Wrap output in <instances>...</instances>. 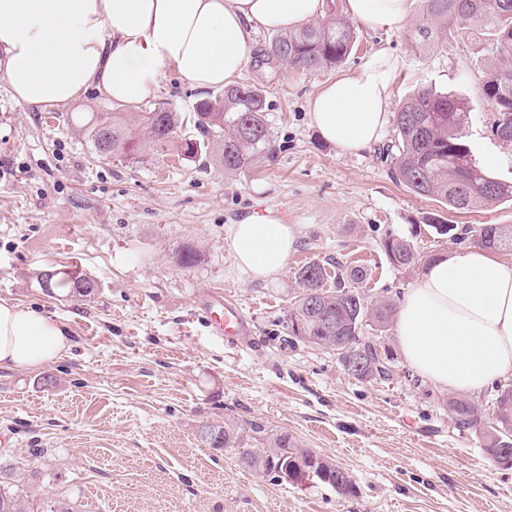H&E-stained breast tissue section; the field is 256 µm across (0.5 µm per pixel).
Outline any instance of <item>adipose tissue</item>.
<instances>
[{
  "instance_id": "1",
  "label": "adipose tissue",
  "mask_w": 512,
  "mask_h": 512,
  "mask_svg": "<svg viewBox=\"0 0 512 512\" xmlns=\"http://www.w3.org/2000/svg\"><path fill=\"white\" fill-rule=\"evenodd\" d=\"M324 0H0V69L18 99L55 109L97 92L140 104L164 71L194 89L228 85L244 69L256 28L292 31ZM370 29H395L408 0H346ZM401 62L386 51L338 76L308 100L320 135L346 152L379 141ZM297 242L294 225L250 216L233 225L231 248L252 279L277 275ZM401 353L419 375L453 393L512 377V261L483 248L441 258L396 312ZM66 327L0 302V369L38 368L68 348Z\"/></svg>"
}]
</instances>
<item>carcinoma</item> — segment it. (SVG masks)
<instances>
[{
  "label": "carcinoma",
  "instance_id": "cac0c4a2",
  "mask_svg": "<svg viewBox=\"0 0 512 512\" xmlns=\"http://www.w3.org/2000/svg\"><path fill=\"white\" fill-rule=\"evenodd\" d=\"M424 10L412 28L411 37L422 48L436 47L459 33L458 24L470 23L485 37L490 55L482 79L485 102L498 115L493 132L512 135V0H424ZM335 0H327L322 20L301 27L293 33H280L270 43L271 56L293 69L311 71L341 64L354 44V30L336 14ZM468 107L452 94L422 89L404 102L395 118L394 139L383 149L392 178L414 194L432 198L452 211H473L503 200L512 201V184L485 175L473 162L470 147L463 140L462 126ZM193 134H179L183 120L179 113L156 107L122 117L114 112H93L80 126V132L98 147L101 136L110 138V157L126 158L135 147L157 148L179 155L205 157L227 178L259 166L273 151L272 134L267 119L264 90L254 84L224 88V92L196 102L193 106ZM441 234H449L457 243L469 240L472 228H458L436 217L428 218ZM474 234V233H472ZM481 246L498 252H512V225L482 224L474 234ZM382 248L393 266L409 268L424 259L413 243L389 234ZM437 260L434 255L424 261ZM336 287L324 288L328 278L325 265L312 262L296 273L302 291L296 297L291 320L302 331L291 330L294 338H304L317 345L332 347V342L346 338L369 348L375 343L362 336L364 323L383 331L394 315V303L388 299L367 300L355 287L367 272L359 267L334 266ZM50 293L64 292L87 299L96 284L85 274L66 267L52 271ZM320 292L322 304L336 314V324L322 330L308 308L311 293ZM493 411L495 425L487 424L482 411L466 397L448 399V412L457 427L475 429L482 434L486 452L498 464L512 468V459L502 453L512 448V385L499 386ZM201 442L211 448H238L242 463L256 471L270 474L272 460L281 456L296 460L312 458L315 453L300 447L286 433H267L259 426L245 427L234 418L224 424H203ZM259 443L263 449L253 447ZM0 512H22L21 495L0 480Z\"/></svg>",
  "mask_w": 512,
  "mask_h": 512
}]
</instances>
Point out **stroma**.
<instances>
[{
    "mask_svg": "<svg viewBox=\"0 0 512 512\" xmlns=\"http://www.w3.org/2000/svg\"><path fill=\"white\" fill-rule=\"evenodd\" d=\"M423 8L410 0L396 29L355 25L340 68L307 73L269 60L273 34L257 29L238 81L263 87L277 154L230 179L169 151L97 155L75 120L117 104L91 96L45 112L18 100L0 74V300L62 323L71 337L52 364L0 369V466L12 469L24 502L60 500L72 512H512V468L485 453L478 432L456 426L448 390L407 365L394 329L366 327L395 355L390 379L361 381L336 350L288 328L294 273L306 263L363 267L366 296L398 303L425 266L390 264L386 233L445 256L466 247L438 235L429 214L462 227L512 225V201L455 213L396 184L383 157L394 123L353 154L311 121L309 98L383 49L402 63L394 105L421 87L460 96L476 165L512 182V144L493 134L496 113L482 96L481 45L420 49L410 22ZM202 97L168 72L140 109L186 115ZM266 213L294 225L297 243L279 274L254 280L237 267L230 231ZM188 248L198 260L185 267L178 258ZM72 265L97 283L90 299L41 288L42 271ZM211 291L243 307L242 341L210 332L200 301ZM228 416L334 460L355 494L277 481L243 465L238 449L199 441L202 424Z\"/></svg>",
    "mask_w": 512,
    "mask_h": 512,
    "instance_id": "stroma-1",
    "label": "stroma"
}]
</instances>
